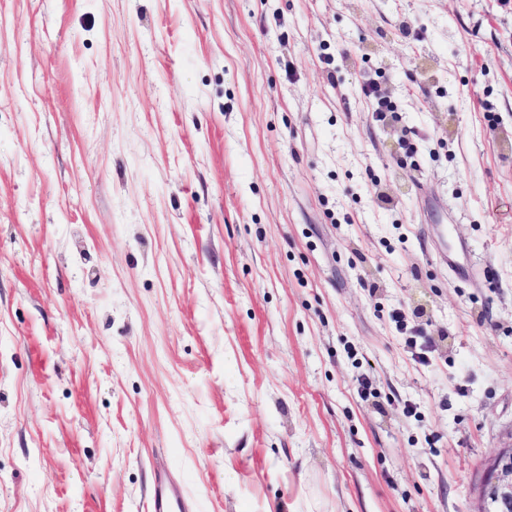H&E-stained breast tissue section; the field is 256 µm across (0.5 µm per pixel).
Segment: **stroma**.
<instances>
[{
  "mask_svg": "<svg viewBox=\"0 0 512 512\" xmlns=\"http://www.w3.org/2000/svg\"><path fill=\"white\" fill-rule=\"evenodd\" d=\"M511 437L512 0H0V512H474ZM149 512H194L193 502L182 488L168 477L164 467L157 469V476L150 494Z\"/></svg>",
  "mask_w": 512,
  "mask_h": 512,
  "instance_id": "35a3bbf8",
  "label": "stroma"
}]
</instances>
